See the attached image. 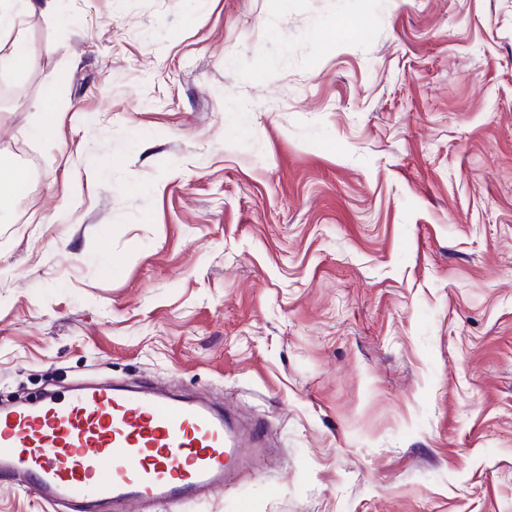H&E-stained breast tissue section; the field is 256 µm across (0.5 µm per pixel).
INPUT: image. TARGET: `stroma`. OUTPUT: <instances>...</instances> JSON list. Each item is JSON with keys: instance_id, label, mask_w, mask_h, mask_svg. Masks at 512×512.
Wrapping results in <instances>:
<instances>
[{"instance_id": "35a3bbf8", "label": "stroma", "mask_w": 512, "mask_h": 512, "mask_svg": "<svg viewBox=\"0 0 512 512\" xmlns=\"http://www.w3.org/2000/svg\"><path fill=\"white\" fill-rule=\"evenodd\" d=\"M21 27L0 394L149 378L266 420L272 454L180 512H512V0Z\"/></svg>"}]
</instances>
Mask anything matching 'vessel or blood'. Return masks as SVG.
<instances>
[{"instance_id": "vessel-or-blood-1", "label": "vessel or blood", "mask_w": 512, "mask_h": 512, "mask_svg": "<svg viewBox=\"0 0 512 512\" xmlns=\"http://www.w3.org/2000/svg\"><path fill=\"white\" fill-rule=\"evenodd\" d=\"M210 402L90 384L0 406V475L61 512H130L211 498L267 444Z\"/></svg>"}]
</instances>
